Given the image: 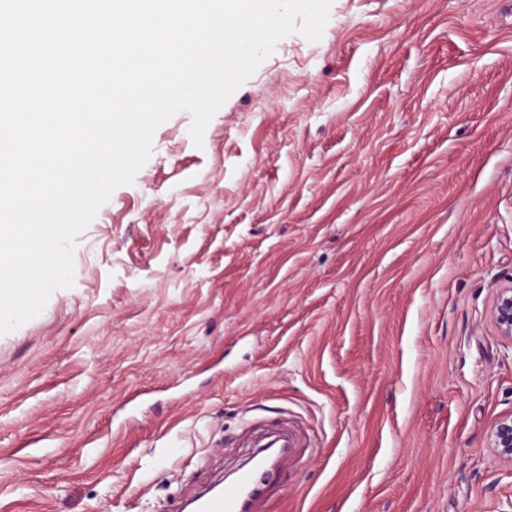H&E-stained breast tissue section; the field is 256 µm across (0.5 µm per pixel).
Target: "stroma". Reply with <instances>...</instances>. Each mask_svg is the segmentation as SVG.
Masks as SVG:
<instances>
[{"mask_svg":"<svg viewBox=\"0 0 512 512\" xmlns=\"http://www.w3.org/2000/svg\"><path fill=\"white\" fill-rule=\"evenodd\" d=\"M191 125L0 336V512H173L282 428L260 512H512V0H333ZM492 317L499 334L512 340V285L499 289ZM488 440L497 457L512 465V413L503 415L492 425Z\"/></svg>","mask_w":512,"mask_h":512,"instance_id":"obj_1","label":"stroma"}]
</instances>
